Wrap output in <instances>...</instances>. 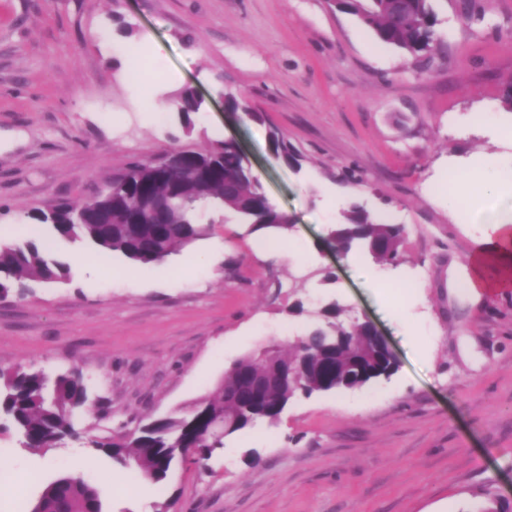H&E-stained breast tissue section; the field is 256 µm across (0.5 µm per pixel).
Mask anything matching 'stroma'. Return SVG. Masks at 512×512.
Wrapping results in <instances>:
<instances>
[{
    "mask_svg": "<svg viewBox=\"0 0 512 512\" xmlns=\"http://www.w3.org/2000/svg\"><path fill=\"white\" fill-rule=\"evenodd\" d=\"M441 48L416 73L332 0H0V235L36 233L29 210L97 193L137 158L167 146L202 148L213 126L235 137L273 204L295 219L304 266L257 251L265 240L233 213L163 264L141 270L120 255L71 264L62 283H29L0 300V371L76 370L91 402L78 438L20 447L0 430V512L29 505L58 473L87 469L103 512H486L512 506V288L479 305L449 298L448 266L471 247L468 210H448L445 169L512 150L484 137L512 123V0H433ZM124 29L154 50L156 97L191 86L206 103L192 136L142 110L143 86L114 60ZM246 95L265 116L228 113ZM278 129L302 154L274 160ZM361 175L360 187L347 179ZM353 204L405 225L393 285L358 275L372 258L328 244ZM193 281H179L187 255ZM219 276H212L211 267ZM371 320L397 371L354 390L298 398L280 418L228 437L164 485L141 479L93 438L132 432L212 390L233 361L289 347L329 301ZM425 331L407 343L395 307Z\"/></svg>",
    "mask_w": 512,
    "mask_h": 512,
    "instance_id": "obj_1",
    "label": "stroma"
}]
</instances>
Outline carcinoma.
Wrapping results in <instances>:
<instances>
[{"instance_id": "cac0c4a2", "label": "carcinoma", "mask_w": 512, "mask_h": 512, "mask_svg": "<svg viewBox=\"0 0 512 512\" xmlns=\"http://www.w3.org/2000/svg\"><path fill=\"white\" fill-rule=\"evenodd\" d=\"M336 7L352 14L372 30L376 38L405 51L416 63L419 72L426 71L440 48L437 33L438 18L432 0H336ZM202 101L195 89L187 86L178 92L176 116L183 132L195 128L194 115L201 111ZM269 150L289 166L301 165L302 156L280 131L268 135ZM184 169L168 171L160 176L149 174L150 165L144 159L131 162L127 170L112 177V197L100 201L112 202V209L133 210L151 195L167 197L170 204L159 220L152 224H93L82 222V202L62 201L53 212L35 208L28 218L49 228L52 236L61 241L81 242L105 256L121 255L140 268H151L171 254L206 236L210 225L196 223L202 207L216 211L229 210L253 230H270L276 234L290 231L293 225L286 213L277 210L263 190L251 161L240 144L233 139L216 141L204 149L182 148ZM215 159L207 187V196L200 197L192 181L195 160ZM407 236L405 225L390 223L363 208L353 207L342 214L333 225L329 239L336 248L348 253L358 247L373 256L378 264L396 265L402 259L401 247ZM68 267L52 255L45 243L27 241L24 244L0 245V292L23 289L26 281L43 283L67 279ZM342 311L329 307L321 314V324L305 335V343L326 353L337 347V367L334 371L313 369L305 375L302 385L283 386L268 383L265 398L275 407L286 405L299 393L310 395L327 384L338 389L342 383L359 374L374 378L396 363L371 346L366 329H353L341 319ZM300 357V348L283 353L276 348L246 355L236 361L224 378L192 411H177L144 426L134 436L121 443L110 439L96 440L120 465L136 460L140 477L156 485L164 483L173 466L184 460L170 454L173 440H186L192 448L209 447L211 418L217 419L219 447L224 438L255 424L243 422L224 430V422L239 419L242 403L247 397L242 383V371L269 377L272 367ZM0 415L10 421L25 448H47L66 437H75V418L86 406L87 387L76 371L51 376L42 370L0 372ZM30 512H102L100 492L85 473L62 472L48 482L37 497Z\"/></svg>"}]
</instances>
